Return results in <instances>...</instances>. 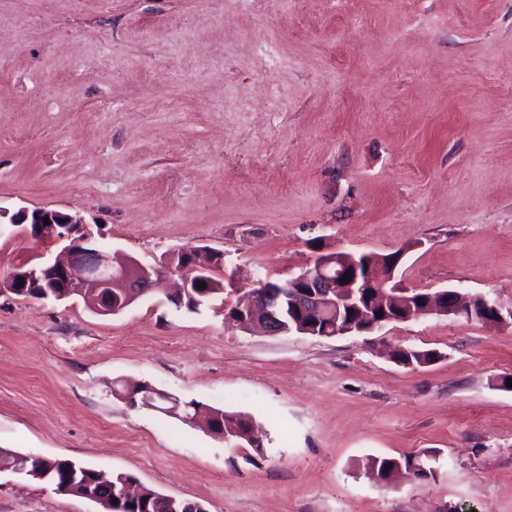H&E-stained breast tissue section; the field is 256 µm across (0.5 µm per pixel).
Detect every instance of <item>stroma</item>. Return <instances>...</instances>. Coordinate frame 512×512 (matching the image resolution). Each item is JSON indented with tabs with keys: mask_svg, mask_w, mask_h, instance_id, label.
<instances>
[{
	"mask_svg": "<svg viewBox=\"0 0 512 512\" xmlns=\"http://www.w3.org/2000/svg\"><path fill=\"white\" fill-rule=\"evenodd\" d=\"M0 206L70 213L144 262L207 246L231 282L194 312L169 280L112 316L0 296V448L207 512H512V325L224 319L318 243L404 250V287L512 308V0H0ZM58 250L2 234L0 278ZM118 380L248 415L263 450L129 406ZM372 456L430 474L383 483ZM0 512L103 509L0 473ZM404 464V467L409 471H412L413 475L417 478H426L428 472L426 469L418 463V460L411 457H404V459H397L393 457H371L368 459L367 466L373 471L380 475H386L394 468L400 467Z\"/></svg>",
	"mask_w": 512,
	"mask_h": 512,
	"instance_id": "1",
	"label": "stroma"
}]
</instances>
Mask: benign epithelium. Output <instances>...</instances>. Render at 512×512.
<instances>
[{
  "label": "benign epithelium",
  "instance_id": "obj_1",
  "mask_svg": "<svg viewBox=\"0 0 512 512\" xmlns=\"http://www.w3.org/2000/svg\"><path fill=\"white\" fill-rule=\"evenodd\" d=\"M10 229V235L22 240H42L49 238L55 242H68L52 262L38 265L25 264L13 267L12 271L0 279V296L22 297L37 288H50L53 294H43L41 298L58 301L80 297L100 315L110 316L123 311V303L112 294L119 288L126 299L138 300L151 294L158 280L163 276H176L179 279L177 292L183 294L192 285L193 275L209 269L205 256L216 251L194 247H181L169 252L155 263H142L110 248L92 246L91 235L83 222L73 215L56 210L20 208L15 212L0 206V227ZM373 258L367 254L355 255L347 251L332 252L327 249L315 252L312 263L288 278L284 287L269 281L258 284V289L247 294L240 311L249 314V321L240 323L244 329L259 328L268 335L286 332L279 319V308L285 293H290L293 312L297 315L321 317L327 313L340 312L342 300L357 292L366 291L372 297L373 289L401 305L416 297V292L388 288L395 278L396 266H391L387 279L378 278ZM350 280L342 281L344 274ZM461 295L457 291L427 294L423 296L426 306L421 311L410 314L405 320L420 318L428 314L456 316L463 314ZM116 395L131 406L141 404L153 407L156 399L171 404L167 412L180 414L181 408L189 409L192 404L174 394L144 383L139 387L125 385Z\"/></svg>",
  "mask_w": 512,
  "mask_h": 512
}]
</instances>
